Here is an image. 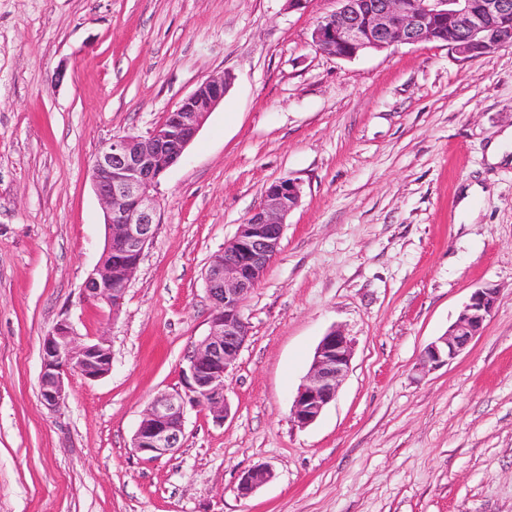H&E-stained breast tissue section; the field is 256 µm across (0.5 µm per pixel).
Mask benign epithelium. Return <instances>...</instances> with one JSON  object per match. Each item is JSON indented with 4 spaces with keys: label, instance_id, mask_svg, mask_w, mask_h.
Returning <instances> with one entry per match:
<instances>
[{
    "label": "benign epithelium",
    "instance_id": "obj_1",
    "mask_svg": "<svg viewBox=\"0 0 512 512\" xmlns=\"http://www.w3.org/2000/svg\"><path fill=\"white\" fill-rule=\"evenodd\" d=\"M340 7L320 18L311 32L316 50L354 59L369 50H387L423 41L448 43L465 57H480L512 45V0H338ZM230 73L201 82L176 108L144 135L114 136L92 160L89 174L103 205L107 237L100 260L88 275L83 297L116 314L156 230V195L161 179L182 159L211 112L224 100ZM302 189L291 179L272 183L261 204L238 226L206 271L205 284L215 313L210 331L189 352L185 391L164 392L147 406L134 433L135 451L152 459L182 447L186 405L228 413L224 379L250 333L242 308L280 249L290 213ZM498 300L495 288H478L448 331L428 344L421 365L449 364L481 333ZM353 356L352 341L336 327L320 340L306 382L295 396V425L315 422L335 399ZM112 370L107 342H85L70 322H58L42 342L40 396L51 410L66 402V381L78 373L98 380ZM273 472L258 466L242 475L238 491L246 497L270 481Z\"/></svg>",
    "mask_w": 512,
    "mask_h": 512
}]
</instances>
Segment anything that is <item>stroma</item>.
Returning a JSON list of instances; mask_svg holds the SVG:
<instances>
[{"label": "stroma", "mask_w": 512, "mask_h": 512, "mask_svg": "<svg viewBox=\"0 0 512 512\" xmlns=\"http://www.w3.org/2000/svg\"><path fill=\"white\" fill-rule=\"evenodd\" d=\"M337 0H0V512H512V46L462 59L426 41L346 60L311 43ZM234 83L159 186L153 239L119 312L82 297L105 226L89 165L209 76ZM292 179L302 199L243 308L228 415L185 410L179 450L132 437L184 387L209 332L204 272ZM484 187L479 217L459 211ZM499 299L452 363L423 369L471 293ZM106 339L48 409L42 341ZM353 342L335 400L290 409L330 327ZM272 479L244 497L242 474Z\"/></svg>", "instance_id": "1"}]
</instances>
